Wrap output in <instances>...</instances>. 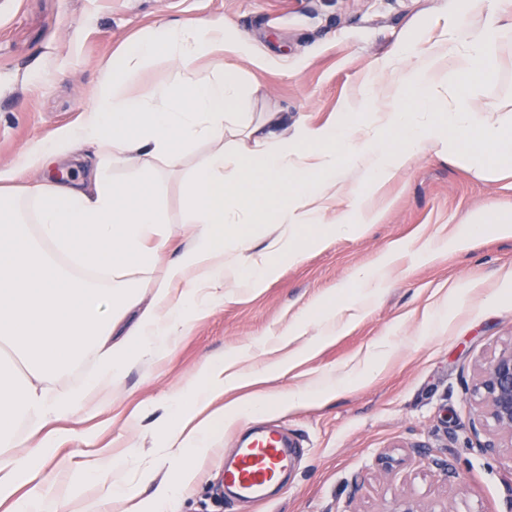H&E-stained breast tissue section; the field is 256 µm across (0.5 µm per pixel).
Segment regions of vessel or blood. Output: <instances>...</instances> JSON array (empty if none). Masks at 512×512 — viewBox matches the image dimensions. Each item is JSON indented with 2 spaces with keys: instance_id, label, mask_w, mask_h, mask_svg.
Masks as SVG:
<instances>
[{
  "instance_id": "vessel-or-blood-1",
  "label": "vessel or blood",
  "mask_w": 512,
  "mask_h": 512,
  "mask_svg": "<svg viewBox=\"0 0 512 512\" xmlns=\"http://www.w3.org/2000/svg\"><path fill=\"white\" fill-rule=\"evenodd\" d=\"M293 462L294 453L279 431L269 429L238 445L233 465L224 470V481L241 496L261 502Z\"/></svg>"
}]
</instances>
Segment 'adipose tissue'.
<instances>
[{"instance_id": "1", "label": "adipose tissue", "mask_w": 512, "mask_h": 512, "mask_svg": "<svg viewBox=\"0 0 512 512\" xmlns=\"http://www.w3.org/2000/svg\"><path fill=\"white\" fill-rule=\"evenodd\" d=\"M506 42H512V18L499 15L465 28L450 26L424 51L407 42L389 61L387 111L368 110L358 129L344 120L314 130L301 126L289 138L269 133L276 116L253 127L239 112L243 86L224 52L248 56L252 46L222 24H163L128 46L104 68L94 103L78 123L32 145L14 185L0 190V503L18 500L21 512H112L113 501L135 495L124 477L104 482L91 498L78 499L76 492L87 469L111 471L110 457L96 454L88 465L63 459L46 471V461L73 437L72 430L59 428L60 420L105 412L109 390L126 367L161 356L190 315L223 296L228 274L258 287L274 275L279 260L297 258L300 245L318 246L329 232L353 234L378 223L368 195L418 152L448 149L489 177L497 175V163H512V132L480 123L466 93L497 72ZM411 55L416 61L404 69L402 60ZM161 58L174 66V79L144 85L143 73ZM444 87L453 101L441 121L430 120L426 110ZM393 129L399 140L386 138ZM359 132L365 136L360 162L368 180L353 212H339L330 230L322 216L347 191L338 159ZM228 133L247 139L249 148L225 149ZM78 142L98 150L86 182L48 178L51 159ZM201 142L212 148L201 163L181 171V207L170 218L157 198L164 172L156 163L177 166ZM128 162L140 167L141 178L115 182L114 166ZM229 166L236 172L231 179L224 175ZM241 199L266 223L282 227L256 256L249 253L251 237L242 223L224 218L226 208ZM174 220L191 229L190 240L156 281L150 301L142 302L136 284L152 276L169 249ZM188 279L195 288L174 295L173 285ZM136 306V323L124 339L113 341ZM87 351L97 358L94 372L80 387L55 388L56 379ZM236 380L223 360L207 361L191 388L173 399L192 427L143 459L139 474L147 478L167 465L190 479L194 453L209 449L224 421L262 412L267 403L261 399L219 406L225 386ZM22 489L27 495L20 500Z\"/></svg>"}]
</instances>
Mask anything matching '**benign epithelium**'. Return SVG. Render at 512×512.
I'll list each match as a JSON object with an SVG mask.
<instances>
[{
	"instance_id": "1",
	"label": "benign epithelium",
	"mask_w": 512,
	"mask_h": 512,
	"mask_svg": "<svg viewBox=\"0 0 512 512\" xmlns=\"http://www.w3.org/2000/svg\"><path fill=\"white\" fill-rule=\"evenodd\" d=\"M471 396L483 408L480 427L489 428L481 448L495 453L505 441L512 449V345L480 369Z\"/></svg>"
}]
</instances>
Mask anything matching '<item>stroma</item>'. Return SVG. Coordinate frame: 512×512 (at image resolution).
Masks as SVG:
<instances>
[{"mask_svg":"<svg viewBox=\"0 0 512 512\" xmlns=\"http://www.w3.org/2000/svg\"><path fill=\"white\" fill-rule=\"evenodd\" d=\"M469 20L463 0H0V172L25 150L73 124L93 102L105 63L127 42L168 22H220L249 37L263 65L226 54L238 70L251 120L276 112L285 126L337 122L403 41L434 44ZM496 81L472 89L479 117L512 124V46ZM379 223L333 234L283 260L257 288L226 282L224 298L191 318L162 356L131 364L103 414L73 418L96 435L114 467L165 447L176 422L161 402L186 390L204 362H230L239 383L225 402L262 398L267 409L225 425L180 489L177 512H391L403 497L423 512H512V450L483 451L471 432L478 365L512 345V238L449 241L479 210L512 212V170L489 178L452 153L426 151L370 199ZM383 280L358 288L363 269ZM447 308L429 329L426 311ZM334 326L323 338L325 326ZM384 347L375 378L350 381L366 352ZM345 386L328 402L288 409V391ZM272 421L296 448L280 492L232 503L225 460L251 427ZM395 464L384 470L380 456ZM451 460L455 477L438 468Z\"/></svg>","mask_w":512,"mask_h":512,"instance_id":"stroma-1","label":"stroma"}]
</instances>
